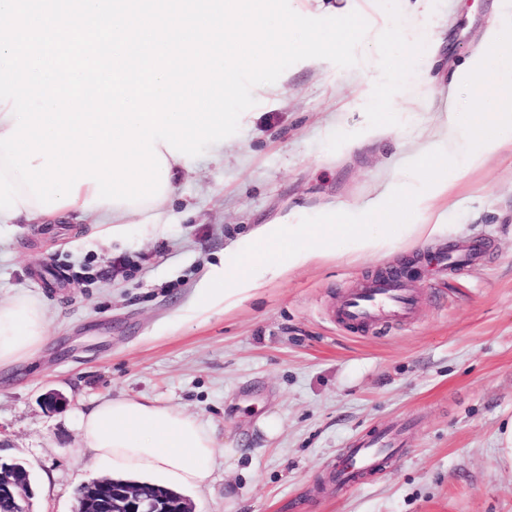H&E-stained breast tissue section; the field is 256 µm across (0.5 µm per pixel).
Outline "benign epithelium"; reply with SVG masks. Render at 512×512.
I'll return each mask as SVG.
<instances>
[{"mask_svg": "<svg viewBox=\"0 0 512 512\" xmlns=\"http://www.w3.org/2000/svg\"><path fill=\"white\" fill-rule=\"evenodd\" d=\"M18 487L21 491L15 499V512H30L29 481L21 478L16 467L0 463V495L11 494ZM73 512H192V507L184 498L172 502L164 488L146 496L137 484L104 477L78 489Z\"/></svg>", "mask_w": 512, "mask_h": 512, "instance_id": "7a95c632", "label": "benign epithelium"}]
</instances>
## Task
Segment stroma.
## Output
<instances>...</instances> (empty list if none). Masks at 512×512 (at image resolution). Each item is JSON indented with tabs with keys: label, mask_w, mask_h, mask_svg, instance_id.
Here are the masks:
<instances>
[{
	"label": "stroma",
	"mask_w": 512,
	"mask_h": 512,
	"mask_svg": "<svg viewBox=\"0 0 512 512\" xmlns=\"http://www.w3.org/2000/svg\"><path fill=\"white\" fill-rule=\"evenodd\" d=\"M500 0H330L369 25L358 62L306 59L253 88L224 159L182 174L171 220L124 244H91V225L0 232V300H40L52 325L34 357L0 368V462L31 475L32 512H72L99 473L78 456L79 418L109 397L149 399L208 422L239 448L216 466L193 512H512V465L496 432L512 420V143L435 198L448 233L402 237L388 255L347 246L196 315L185 305L225 247L291 216L359 214L413 183L404 167L444 135L463 102L458 69L504 24ZM472 243L481 264H434ZM410 267L411 321L349 329L346 292ZM61 393L57 407L47 394ZM272 414L268 436L258 420ZM399 434L377 469L340 488L346 448Z\"/></svg>",
	"instance_id": "1"
}]
</instances>
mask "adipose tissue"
<instances>
[{
  "instance_id": "obj_1",
  "label": "adipose tissue",
  "mask_w": 512,
  "mask_h": 512,
  "mask_svg": "<svg viewBox=\"0 0 512 512\" xmlns=\"http://www.w3.org/2000/svg\"><path fill=\"white\" fill-rule=\"evenodd\" d=\"M186 159L168 158L163 196L145 204H92L93 184L81 185L72 204L52 210V217L89 219L94 237L123 242L128 225L154 226L177 189ZM50 321L44 305L30 297L0 302V366L30 357L41 344ZM81 456L105 474H121L139 482L199 491L216 459L232 466L239 453L219 447L213 428L198 417L146 399L109 398L80 416Z\"/></svg>"
}]
</instances>
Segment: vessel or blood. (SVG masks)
Segmentation results:
<instances>
[{
	"mask_svg": "<svg viewBox=\"0 0 512 512\" xmlns=\"http://www.w3.org/2000/svg\"><path fill=\"white\" fill-rule=\"evenodd\" d=\"M415 310L416 298L404 280L374 278L344 298L336 310V319L344 326L365 327L382 321L409 320ZM397 443L396 432L384 431L350 448L339 481L351 482L357 472L375 467Z\"/></svg>",
	"mask_w": 512,
	"mask_h": 512,
	"instance_id": "vessel-or-blood-1",
	"label": "vessel or blood"
}]
</instances>
